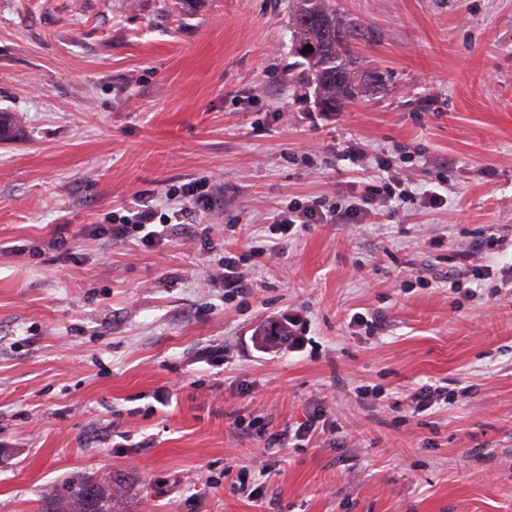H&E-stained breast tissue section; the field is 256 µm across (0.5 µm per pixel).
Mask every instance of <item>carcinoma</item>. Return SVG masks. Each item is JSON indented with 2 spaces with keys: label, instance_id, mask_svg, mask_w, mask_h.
Segmentation results:
<instances>
[{
  "label": "carcinoma",
  "instance_id": "carcinoma-1",
  "mask_svg": "<svg viewBox=\"0 0 512 512\" xmlns=\"http://www.w3.org/2000/svg\"><path fill=\"white\" fill-rule=\"evenodd\" d=\"M292 36L295 53L304 60L305 80L314 87L324 112H334L364 92L363 83L349 68L347 47L358 28L336 11V0H293ZM312 52L306 53V46ZM126 486L117 480L82 477L50 490L41 498L40 512H122Z\"/></svg>",
  "mask_w": 512,
  "mask_h": 512
}]
</instances>
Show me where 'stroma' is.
<instances>
[{"label":"stroma","mask_w":512,"mask_h":512,"mask_svg":"<svg viewBox=\"0 0 512 512\" xmlns=\"http://www.w3.org/2000/svg\"><path fill=\"white\" fill-rule=\"evenodd\" d=\"M289 6L0 0V512L86 473L125 479L128 512H512V253L487 285L408 274L452 271L430 231L512 235V0H336L385 83L338 112L289 81ZM387 165L414 195L375 223L270 234ZM194 181L219 198L194 236L104 235L133 195ZM441 182L447 207L424 206ZM208 238L276 251L228 294L200 285ZM288 317L296 343L259 347ZM425 384L453 400L392 411ZM317 408L357 436L267 444ZM260 460L257 507L224 470Z\"/></svg>","instance_id":"1"}]
</instances>
